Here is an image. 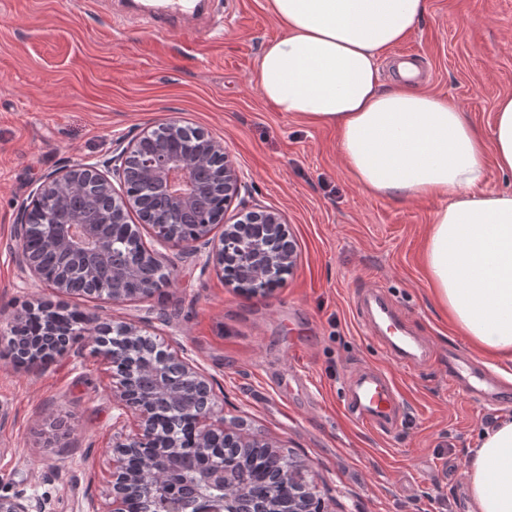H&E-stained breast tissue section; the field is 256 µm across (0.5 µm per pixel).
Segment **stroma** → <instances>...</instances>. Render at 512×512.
Here are the masks:
<instances>
[{"label": "stroma", "instance_id": "1", "mask_svg": "<svg viewBox=\"0 0 512 512\" xmlns=\"http://www.w3.org/2000/svg\"><path fill=\"white\" fill-rule=\"evenodd\" d=\"M224 14L223 39L201 41L188 28L152 37L83 0H0V327L35 300L141 322L210 377L225 428L292 455L328 512H458L470 502L469 451L500 413L448 381L449 349L486 368L492 359L457 332L428 281V227L446 200L361 189L335 128L275 111L254 83L263 45L283 33L268 0H225ZM403 49L419 56L421 90L459 101L490 132L497 99L512 94V0H427L415 29L385 50L384 84ZM170 120L223 142L245 176L213 237L243 205L277 210L297 250L292 273L250 296L202 257L170 250L168 282L121 305L27 278L13 225L45 176ZM371 291L421 341L416 366L385 353L360 307ZM360 366L395 384L405 407L395 430L345 411L341 387ZM111 388L92 349L29 368L0 344V489L88 512L107 489L112 439L127 430Z\"/></svg>", "mask_w": 512, "mask_h": 512}]
</instances>
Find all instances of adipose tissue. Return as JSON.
Instances as JSON below:
<instances>
[{
  "label": "adipose tissue",
  "mask_w": 512,
  "mask_h": 512,
  "mask_svg": "<svg viewBox=\"0 0 512 512\" xmlns=\"http://www.w3.org/2000/svg\"><path fill=\"white\" fill-rule=\"evenodd\" d=\"M283 34L264 44L257 84L277 111L335 127L338 154L376 196H442L425 266L457 331L512 381V191L476 193L488 162L512 173V95L489 134L461 105L415 89V64L382 82L385 49L410 34L426 0H269ZM473 512H512V414L485 430L466 465Z\"/></svg>",
  "instance_id": "ef3b65f1"
}]
</instances>
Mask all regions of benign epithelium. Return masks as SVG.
Returning <instances> with one entry per match:
<instances>
[{
    "instance_id": "7a95c632",
    "label": "benign epithelium",
    "mask_w": 512,
    "mask_h": 512,
    "mask_svg": "<svg viewBox=\"0 0 512 512\" xmlns=\"http://www.w3.org/2000/svg\"><path fill=\"white\" fill-rule=\"evenodd\" d=\"M152 132L142 131L118 141L112 155L102 161L79 162L48 175L31 203L16 216L14 235L25 241L31 230H39L44 242L58 251L95 249L110 255L112 287L92 293L114 305L156 291L152 281L131 292L123 286L133 271L127 254L115 249L122 239L141 247L139 226L126 223V213L143 211V225L157 242L180 251L195 250L197 244L212 245L205 264L216 268L239 265L246 275L259 281L283 275L296 264V248L282 216L272 210H251L235 224L224 225L219 243L211 238L213 225L197 226L193 236L179 234V220L191 213L205 192L221 191L224 201L238 197L243 187L241 173L224 143L197 131L200 147L192 154L158 146L143 149ZM220 169L209 166L210 158ZM120 188H115L112 178ZM148 182L167 203L169 218L143 210L137 185ZM94 185L99 200L112 205L107 212L112 223V241L100 235L99 226L83 220L82 201L86 187ZM19 261L29 274L49 283L59 295L68 294L77 279L92 276L90 269L73 268L47 278L35 256L26 249ZM76 321L63 329L56 308L39 302L18 309L0 338L11 344L21 361L44 364L69 353L80 341L93 345L97 355L112 368V399L118 418L132 421L131 430L115 438L112 484L100 508L92 512H146V506L162 501L166 512H185L183 489L192 491L194 512H281L280 502L270 495L251 499L245 482L228 466L211 463L214 447L236 457L248 448L261 447L224 429L223 409L218 407L208 378L186 361L178 346L157 342L132 322L103 323L92 329L88 318L76 311ZM189 380L194 403L188 421L194 426L193 447H181L174 433H164L158 410L179 400L182 388L173 375ZM0 512H51L49 500L22 493H0ZM289 512H324L323 502L306 489H295Z\"/></svg>"
}]
</instances>
